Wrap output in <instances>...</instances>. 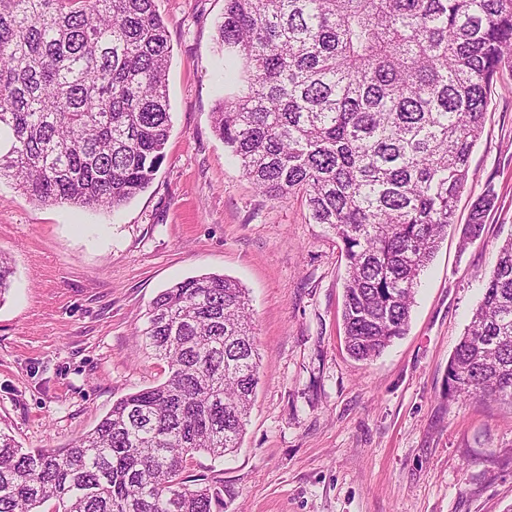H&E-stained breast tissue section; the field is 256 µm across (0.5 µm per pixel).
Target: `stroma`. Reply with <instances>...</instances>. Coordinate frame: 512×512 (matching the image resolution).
<instances>
[{
	"label": "stroma",
	"mask_w": 512,
	"mask_h": 512,
	"mask_svg": "<svg viewBox=\"0 0 512 512\" xmlns=\"http://www.w3.org/2000/svg\"><path fill=\"white\" fill-rule=\"evenodd\" d=\"M172 48L171 133L152 184L117 211L45 206L0 180V430L59 448L113 402L163 381L138 336L164 288L236 279L253 313L260 379L233 454L189 469L241 512H512V408L448 397V361L502 243L512 238V70L493 87L469 179L420 276L408 330L378 357L347 352L343 245L304 198L260 192L213 132L224 0H156ZM495 205L463 242L485 188Z\"/></svg>",
	"instance_id": "1"
}]
</instances>
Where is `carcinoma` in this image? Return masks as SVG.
<instances>
[{"mask_svg": "<svg viewBox=\"0 0 512 512\" xmlns=\"http://www.w3.org/2000/svg\"><path fill=\"white\" fill-rule=\"evenodd\" d=\"M239 89L213 129L275 199L300 193L347 259L357 360L406 334L420 273L455 223L494 79L512 68V0H224ZM171 47L155 0H0V179L51 206L116 210L144 191L171 129ZM495 193L473 203L480 236ZM14 271L0 255V300ZM145 345L169 376L112 403L62 448L0 431V512H225L189 460L240 447L259 383L240 284L203 273L150 303ZM448 397L512 407V238L448 362Z\"/></svg>", "mask_w": 512, "mask_h": 512, "instance_id": "carcinoma-1", "label": "carcinoma"}]
</instances>
